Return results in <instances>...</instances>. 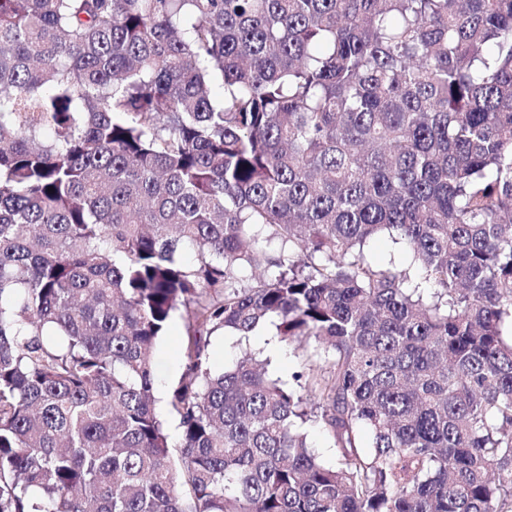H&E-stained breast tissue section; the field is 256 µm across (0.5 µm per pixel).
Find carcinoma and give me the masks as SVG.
Here are the masks:
<instances>
[{
  "label": "carcinoma",
  "instance_id": "cac0c4a2",
  "mask_svg": "<svg viewBox=\"0 0 512 512\" xmlns=\"http://www.w3.org/2000/svg\"><path fill=\"white\" fill-rule=\"evenodd\" d=\"M0 512H512V0H0ZM369 251L372 260L378 264L393 262L398 266L408 268L410 272L409 288H413L417 283L426 288L431 287L424 283L421 269L413 263L412 255L403 243H394L390 238L383 236L370 244ZM184 326L179 318L172 322L171 329L155 346L154 358L157 377L156 408L165 420L170 433H175L176 423L168 412L167 393L184 370L183 350ZM275 329L268 326L261 329L249 340L240 339L231 333L218 337L213 344L211 364L215 371H221L232 364L236 356L251 352L258 360H269V370L283 379H289L292 372L300 370L303 365L302 351L299 356L292 353V347L279 343L274 338Z\"/></svg>",
  "mask_w": 512,
  "mask_h": 512
}]
</instances>
